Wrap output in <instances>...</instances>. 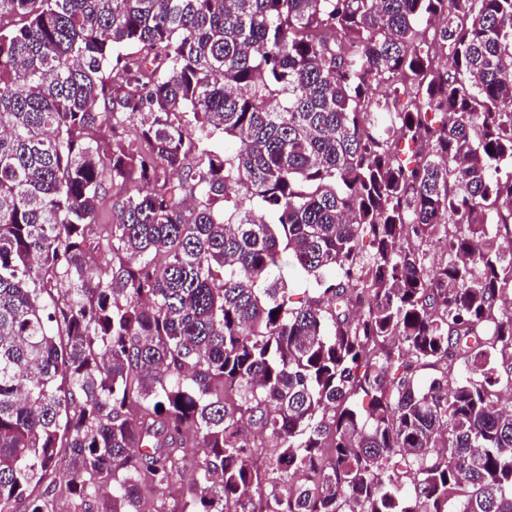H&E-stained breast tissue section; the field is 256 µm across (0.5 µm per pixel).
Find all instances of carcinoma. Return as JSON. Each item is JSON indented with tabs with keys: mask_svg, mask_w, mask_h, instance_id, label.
<instances>
[{
	"mask_svg": "<svg viewBox=\"0 0 512 512\" xmlns=\"http://www.w3.org/2000/svg\"><path fill=\"white\" fill-rule=\"evenodd\" d=\"M4 17L0 512H512V0Z\"/></svg>",
	"mask_w": 512,
	"mask_h": 512,
	"instance_id": "1",
	"label": "carcinoma"
}]
</instances>
